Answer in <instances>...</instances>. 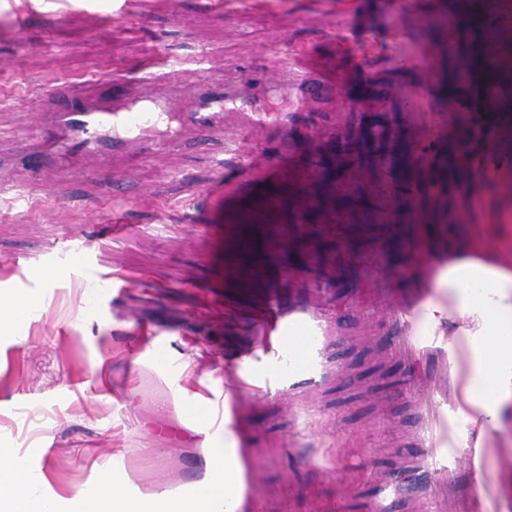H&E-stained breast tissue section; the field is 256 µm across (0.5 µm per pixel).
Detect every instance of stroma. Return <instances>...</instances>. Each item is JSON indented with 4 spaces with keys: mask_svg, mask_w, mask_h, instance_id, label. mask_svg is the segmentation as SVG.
<instances>
[{
    "mask_svg": "<svg viewBox=\"0 0 512 512\" xmlns=\"http://www.w3.org/2000/svg\"><path fill=\"white\" fill-rule=\"evenodd\" d=\"M482 0H411L402 13L384 0H361L376 24L351 28L348 0H0V97L21 92L27 103L0 111V124L25 127L44 93L78 77L132 74L152 52L190 59L201 46L216 64L232 63L262 77L277 65L273 38L341 62L342 38L375 44L370 65L407 78L401 62L424 49L448 124L464 132L474 86L456 87L463 62L486 51L512 54V11L481 9ZM452 8L464 30L456 44L435 20ZM224 143L176 145L150 165H129L123 177L132 205L110 209L108 181L69 171L37 175L34 194L0 196V295L29 294L37 303L27 331L0 337V443L51 475L54 491L94 488L102 470L121 472L124 490H193L201 478V440L238 443L244 472L261 512H373L372 491L408 450L413 398L400 388L409 370L379 345L383 300L342 307L328 316L344 325L331 338L334 368L321 382L285 394L287 380L257 349L247 304L234 294L260 288H302L309 266L334 276L339 242L353 244L370 267L383 263L372 247L388 234L377 213L382 188L348 190L331 170L278 191L267 206L263 186L242 180L225 201V177L214 162ZM407 223L425 224L408 264L451 248L465 258L512 248V185L493 176L415 173ZM297 224L294 270L265 264L267 227ZM83 237L102 280L99 306L84 304L85 285L73 277L33 280L32 264ZM249 239L251 255L239 249ZM425 331L448 337V396L461 400L464 338L448 321L426 318ZM344 376H337L336 366ZM208 401L205 432L193 434L185 410L193 394ZM173 403L159 415L160 401ZM465 412L448 419V450L459 463L448 476L456 512H512V412L486 430L474 484L460 444Z\"/></svg>",
    "mask_w": 512,
    "mask_h": 512,
    "instance_id": "35a3bbf8",
    "label": "stroma"
}]
</instances>
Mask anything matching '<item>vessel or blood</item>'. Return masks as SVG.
Segmentation results:
<instances>
[{
  "label": "vessel or blood",
  "mask_w": 512,
  "mask_h": 512,
  "mask_svg": "<svg viewBox=\"0 0 512 512\" xmlns=\"http://www.w3.org/2000/svg\"><path fill=\"white\" fill-rule=\"evenodd\" d=\"M344 50L345 61L334 71L290 52L259 84L241 73L231 80L214 75L186 80L190 66L211 65L210 53L202 50L189 63L174 56L154 57L137 74L119 81L97 76L57 86L53 107L33 114L38 129L51 131V138L19 151H0V191L25 195L30 185L16 181V171L38 173L77 155L85 158L90 172L111 169L110 201L128 202L124 180L112 169L117 159L147 161L189 131L204 137L223 133L229 113L239 116L241 131L225 136L224 152L236 157L240 169L255 180L278 184L302 173L315 176L330 155L348 179H357L373 144L383 137L398 169L420 168L433 142L426 123L413 107L396 104V89L365 65L369 42L348 41ZM477 119L492 132L512 124V117L490 99L481 105ZM299 126L305 133L298 139L290 131ZM269 127L281 129L283 136L273 160L254 166L247 141L253 130ZM385 190L389 203L379 211L378 221L400 223L411 186L398 177L387 181ZM61 258L72 269L92 270L81 240L66 245ZM423 274L421 287L390 295L385 317L398 332V348L415 355L420 368L421 382L414 392L420 413L415 444L422 452L415 468L429 487L439 488L448 479V389L442 383L448 372V339L424 334L421 321L428 315L446 316L448 294L435 283L439 269L427 268ZM252 322L259 349L275 361L296 364L291 388L314 383L326 367L333 331L315 291L302 288L285 299L269 294Z\"/></svg>",
  "instance_id": "1"
}]
</instances>
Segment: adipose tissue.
<instances>
[{"instance_id": "1", "label": "adipose tissue", "mask_w": 512, "mask_h": 512, "mask_svg": "<svg viewBox=\"0 0 512 512\" xmlns=\"http://www.w3.org/2000/svg\"><path fill=\"white\" fill-rule=\"evenodd\" d=\"M438 285L448 291L449 318L466 319L464 401L478 408L479 426H498L512 406V254H494L489 264L467 260L449 265ZM201 454L204 474L192 493L168 489L128 496L121 491L123 475L105 470L94 493H75L70 503L74 512H238V454L207 443ZM49 478L47 471L31 470L23 456L0 444V512H30Z\"/></svg>"}]
</instances>
